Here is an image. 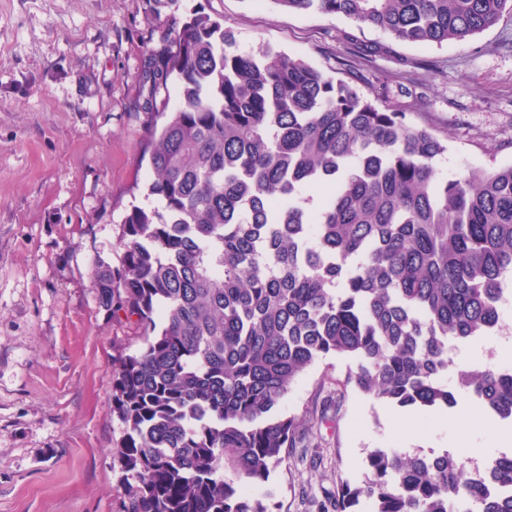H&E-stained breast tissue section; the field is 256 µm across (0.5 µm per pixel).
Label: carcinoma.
<instances>
[{"label":"carcinoma","mask_w":512,"mask_h":512,"mask_svg":"<svg viewBox=\"0 0 512 512\" xmlns=\"http://www.w3.org/2000/svg\"><path fill=\"white\" fill-rule=\"evenodd\" d=\"M417 45L495 27L512 0H273ZM195 12L149 49L153 206L119 225L121 265L95 261L101 306L136 317L143 347L115 364L112 412L126 433L125 512H270L260 493L332 406L274 414L329 356L343 388L427 414L470 393L512 420V367L448 371V341L498 327L512 270V163L439 175L448 146L406 113ZM180 100L169 106V83ZM327 196L312 206L311 191ZM374 449L322 512H512V455Z\"/></svg>","instance_id":"1"}]
</instances>
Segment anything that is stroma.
I'll return each instance as SVG.
<instances>
[{"label": "stroma", "instance_id": "obj_1", "mask_svg": "<svg viewBox=\"0 0 512 512\" xmlns=\"http://www.w3.org/2000/svg\"><path fill=\"white\" fill-rule=\"evenodd\" d=\"M197 9L240 51L272 46L406 112L447 141L445 177L512 163V14L436 46L274 0H0V512H123L113 360L142 340L134 318L99 305L90 273L99 258L120 266L119 225L153 178L145 50ZM379 44L386 53L363 55ZM347 366L316 362L279 408L299 417L316 391L334 399L315 447L272 474L279 512H318L376 448L440 453L464 432L482 457L512 453L503 421L484 431L470 398L422 420L341 391Z\"/></svg>", "mask_w": 512, "mask_h": 512}]
</instances>
